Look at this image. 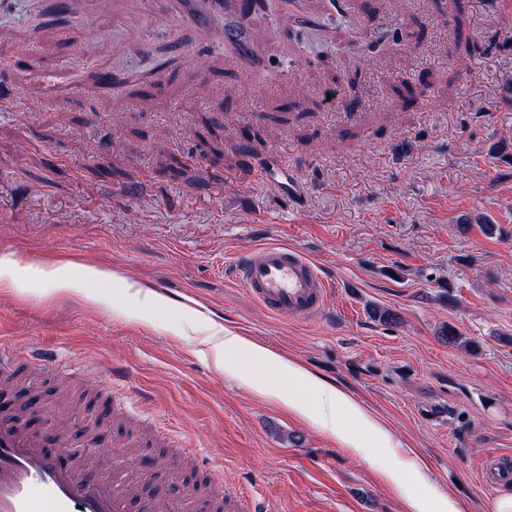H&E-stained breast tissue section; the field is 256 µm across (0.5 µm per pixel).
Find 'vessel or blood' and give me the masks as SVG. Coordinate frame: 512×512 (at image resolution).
<instances>
[{"mask_svg": "<svg viewBox=\"0 0 512 512\" xmlns=\"http://www.w3.org/2000/svg\"><path fill=\"white\" fill-rule=\"evenodd\" d=\"M251 0H182L181 11L198 26L224 29V54L237 67L250 70L258 80L269 74L267 65L253 58L250 36L238 24ZM273 186L290 185L293 173L286 161L276 158L261 171ZM235 270L239 283L258 303L289 319L303 320L321 313L328 291L327 280L298 249L270 245L238 253ZM28 393L21 392L0 403V512H191L197 498H205L211 512H263L249 506L232 491L223 490L213 470L195 474V484L183 496L158 492L148 497L120 491L107 469L83 472L77 460L52 446L39 423L33 420ZM160 452L157 463L180 455L193 458L187 448H177L170 437L155 432ZM492 489L512 484V468L489 457L481 473Z\"/></svg>", "mask_w": 512, "mask_h": 512, "instance_id": "b4317fda", "label": "vessel or blood"}]
</instances>
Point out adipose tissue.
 Returning <instances> with one entry per match:
<instances>
[{"instance_id": "adipose-tissue-1", "label": "adipose tissue", "mask_w": 512, "mask_h": 512, "mask_svg": "<svg viewBox=\"0 0 512 512\" xmlns=\"http://www.w3.org/2000/svg\"><path fill=\"white\" fill-rule=\"evenodd\" d=\"M242 359L248 363L244 373L237 367ZM224 370L240 375L257 395L285 402L313 427L330 432L341 445L385 469L394 486L423 482L414 462L391 464L392 433L344 388L327 384L294 361L230 333L224 336Z\"/></svg>"}]
</instances>
